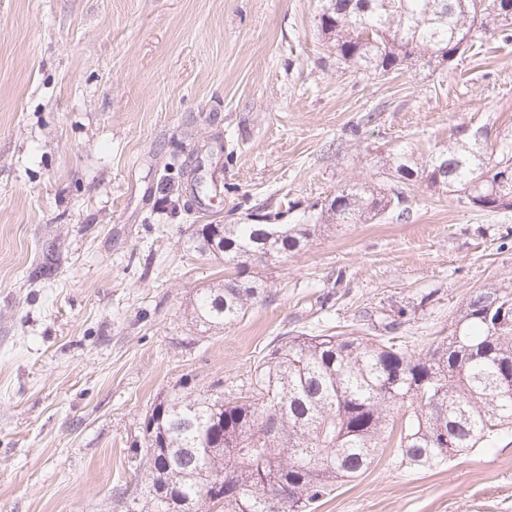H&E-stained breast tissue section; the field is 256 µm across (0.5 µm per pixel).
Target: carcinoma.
Returning a JSON list of instances; mask_svg holds the SVG:
<instances>
[{"label":"carcinoma","instance_id":"1","mask_svg":"<svg viewBox=\"0 0 512 512\" xmlns=\"http://www.w3.org/2000/svg\"><path fill=\"white\" fill-rule=\"evenodd\" d=\"M364 7L325 11L322 34L359 70L390 74L414 61L453 59L462 41L497 27L512 37V0H356ZM512 167V148L460 144L431 156L421 170L402 154L388 163L397 185L385 193L347 184L314 224H199L206 245L235 274L200 288L191 301L208 331L244 319L266 293L251 274L288 258L324 224H363L391 210L408 212L404 186L423 174L464 194L480 211L512 210L494 194L497 168ZM506 306L498 322L489 299ZM404 312L377 314L372 336H278L256 363L248 395L172 393L154 403L143 426L150 490L136 512H310L339 483L365 473L382 444L402 466L433 468L512 432V291L481 288L457 311L452 330L424 354L394 342Z\"/></svg>","mask_w":512,"mask_h":512}]
</instances>
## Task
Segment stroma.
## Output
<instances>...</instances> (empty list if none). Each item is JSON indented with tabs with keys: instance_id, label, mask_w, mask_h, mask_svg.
<instances>
[{
	"instance_id": "stroma-1",
	"label": "stroma",
	"mask_w": 512,
	"mask_h": 512,
	"mask_svg": "<svg viewBox=\"0 0 512 512\" xmlns=\"http://www.w3.org/2000/svg\"><path fill=\"white\" fill-rule=\"evenodd\" d=\"M327 6L0 0V512H130L158 398L246 383L287 332L366 335L372 311L404 309L420 354L473 290L512 289V211L421 179L408 220L331 226L259 268L243 321L192 319L224 278L195 225L314 223L460 129L512 146V40L383 77L337 59ZM314 512H512V435L432 469L385 450Z\"/></svg>"
}]
</instances>
